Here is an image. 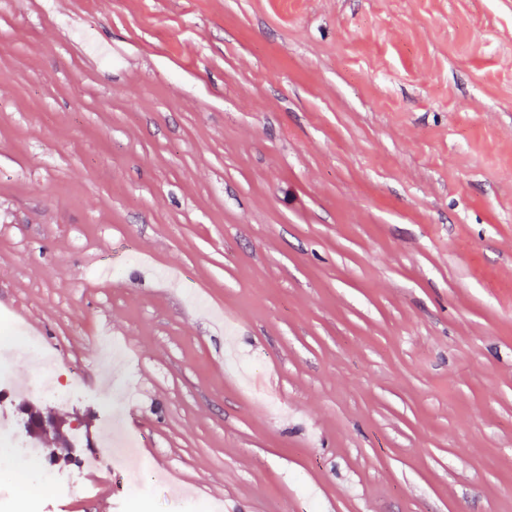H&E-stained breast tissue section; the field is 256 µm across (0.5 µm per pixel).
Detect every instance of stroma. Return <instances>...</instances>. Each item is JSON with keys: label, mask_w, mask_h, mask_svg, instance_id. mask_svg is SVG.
Listing matches in <instances>:
<instances>
[{"label": "stroma", "mask_w": 512, "mask_h": 512, "mask_svg": "<svg viewBox=\"0 0 512 512\" xmlns=\"http://www.w3.org/2000/svg\"><path fill=\"white\" fill-rule=\"evenodd\" d=\"M0 313L41 512H512V0H0ZM9 327V336H0V345L7 344L10 347H20L27 351L36 350L41 353V373L34 384L27 387L26 392L40 396H51L56 399L64 398L71 391V387L63 385L56 378L54 357L44 348L39 341L21 324L4 321Z\"/></svg>", "instance_id": "1"}]
</instances>
